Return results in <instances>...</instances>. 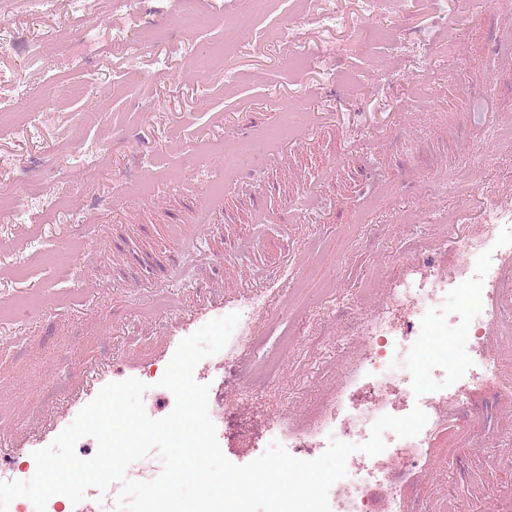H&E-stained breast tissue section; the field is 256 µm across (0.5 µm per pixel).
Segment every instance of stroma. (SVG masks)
<instances>
[{
    "label": "stroma",
    "mask_w": 512,
    "mask_h": 512,
    "mask_svg": "<svg viewBox=\"0 0 512 512\" xmlns=\"http://www.w3.org/2000/svg\"><path fill=\"white\" fill-rule=\"evenodd\" d=\"M279 0L238 27L240 0H54L51 12L15 7L0 25V83L36 120L0 131V193L26 197L24 214L0 213V429L22 436L62 406L92 362L138 339L150 371L143 404L167 416L152 357L165 327L163 297L196 236L195 275L178 290L184 310L204 307L206 283L252 336L210 387H222L235 424L222 452L244 465L272 424L310 437L316 409L347 391L362 348L360 324L393 288L459 263L458 238L485 233L490 205L512 204V7L480 0L464 25L459 0H408L371 14L363 0ZM164 28L132 65L106 50L115 36ZM223 49L219 67L196 57ZM85 82L82 96L68 93ZM308 114L303 134L278 136L283 114ZM275 138L276 162L239 167V185L208 232H195L202 193L224 180L208 144ZM310 187L319 204L297 211ZM468 205L469 218L449 223ZM269 214L275 230L257 221ZM264 298L263 309L251 308ZM152 319L144 334L140 323ZM484 336L496 375L474 387L468 420L441 422L402 488L417 512H512V471L489 457L512 451V320Z\"/></svg>",
    "instance_id": "35a3bbf8"
}]
</instances>
